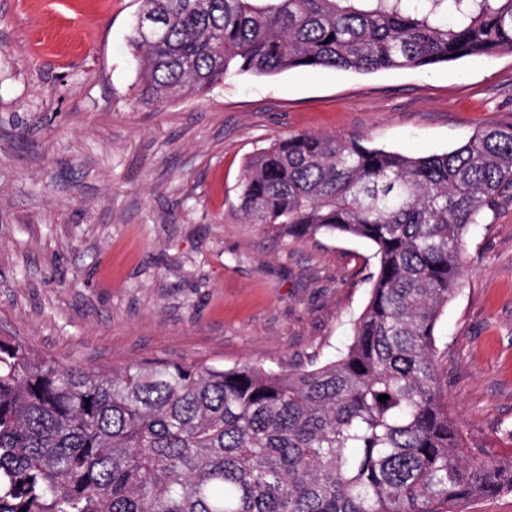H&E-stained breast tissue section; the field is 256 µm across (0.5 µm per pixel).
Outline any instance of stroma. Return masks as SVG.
I'll use <instances>...</instances> for the list:
<instances>
[{"label": "stroma", "instance_id": "obj_1", "mask_svg": "<svg viewBox=\"0 0 512 512\" xmlns=\"http://www.w3.org/2000/svg\"><path fill=\"white\" fill-rule=\"evenodd\" d=\"M140 0H0V336L64 365L261 362L343 353L372 242L278 239L238 211L247 162L299 133L442 154L512 123V53L359 74H242L136 98ZM435 328L439 387L499 454L512 426V197L473 225Z\"/></svg>", "mask_w": 512, "mask_h": 512}]
</instances>
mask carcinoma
Returning <instances> with one entry per match:
<instances>
[{
  "mask_svg": "<svg viewBox=\"0 0 512 512\" xmlns=\"http://www.w3.org/2000/svg\"><path fill=\"white\" fill-rule=\"evenodd\" d=\"M141 0L139 100L233 73H356L512 53V0ZM512 192V124L416 156L301 133L252 157L245 222L362 238L379 268L336 360L275 372L149 359L63 366L0 338V512H465L512 455L441 401L440 309L468 228ZM386 394L389 399L380 401Z\"/></svg>",
  "mask_w": 512,
  "mask_h": 512,
  "instance_id": "obj_1",
  "label": "carcinoma"
}]
</instances>
